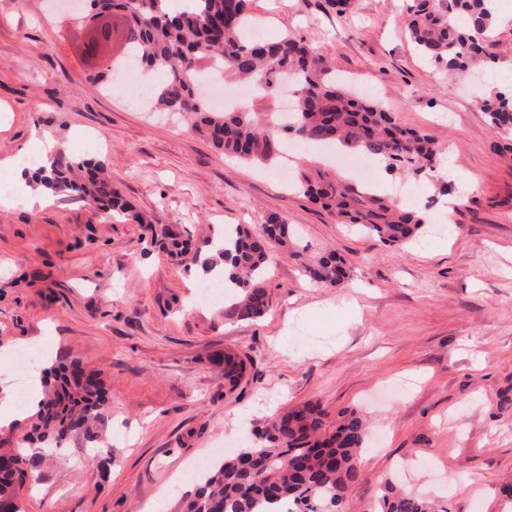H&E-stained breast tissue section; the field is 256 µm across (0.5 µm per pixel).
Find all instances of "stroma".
Segmentation results:
<instances>
[{"label": "stroma", "mask_w": 512, "mask_h": 512, "mask_svg": "<svg viewBox=\"0 0 512 512\" xmlns=\"http://www.w3.org/2000/svg\"><path fill=\"white\" fill-rule=\"evenodd\" d=\"M409 0H253L274 39H303L337 75L353 79L399 121L434 141L468 186L446 206L434 185L398 171L339 165L337 151L289 139L292 162L224 158L173 116L145 112L122 88L87 80L89 29L44 14L40 0H0V174L19 151L50 140L96 158L136 211L178 224L192 247L228 224L270 216L317 256L350 268L342 285L310 281L299 261L272 250V298L257 320L226 318L203 300L202 270L151 241L143 225L94 203L34 189V204L0 206V346L81 356L102 372L106 427L94 442L73 436L46 456L20 492L24 512H177L195 490V463L242 447L233 422L262 425L284 404L317 401L371 419L348 512H374L381 483L410 490L445 512H512V160L476 103L512 91V0H495L503 49L481 80L440 77L409 43ZM322 177L423 210L430 224L402 248L343 224L297 182ZM233 351L247 364L236 389L215 363Z\"/></svg>", "instance_id": "35a3bbf8"}]
</instances>
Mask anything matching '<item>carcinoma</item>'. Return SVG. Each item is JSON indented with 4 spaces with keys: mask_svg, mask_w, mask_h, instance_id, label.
<instances>
[{
    "mask_svg": "<svg viewBox=\"0 0 512 512\" xmlns=\"http://www.w3.org/2000/svg\"><path fill=\"white\" fill-rule=\"evenodd\" d=\"M113 10L132 18L125 31L126 50H133L143 70L156 76L148 107L176 112L192 121L220 153L245 162L264 163L276 153L282 135L290 132L305 142H339L361 150L390 171L414 178L432 177L441 153L425 135L400 124L393 113L366 97H355L336 83L301 39L284 35L247 41L245 29L254 22L250 0H106ZM494 0H413L406 32L415 52L434 65L436 73L463 74L497 58ZM219 60L231 75L257 86L266 97L289 87L295 111L288 122L274 125L266 113L247 109L216 111L197 93V77ZM479 109L497 132L512 134V92L491 91L478 100ZM34 177L52 192L67 191L105 209L144 219L113 186L102 161L77 160L59 150L49 167ZM312 201L330 208L347 224L387 245H403L423 230L425 211H403L381 197L366 196L339 182L321 178L300 183ZM152 240L171 255L227 276L235 284L234 301L224 315L258 319L271 306L263 282L271 249L277 247L300 261L291 229L278 218L256 233L246 227L226 228L211 240L219 261L199 259L175 224H149ZM311 280L334 287L348 270L334 252L305 265ZM54 384L46 386L29 430L15 448L14 429L0 428V512H24L19 491L34 477L42 460L31 443L58 448L72 435L98 437L108 405L99 373L83 359L62 352L56 357ZM245 362L224 353V383L235 389ZM367 423L357 411L344 409L332 417L317 402L285 408L254 432V440L224 458L179 512H344L348 490L360 477L358 457L366 448ZM379 512H433L425 499L387 482Z\"/></svg>",
    "mask_w": 512,
    "mask_h": 512,
    "instance_id": "carcinoma-1",
    "label": "carcinoma"
}]
</instances>
